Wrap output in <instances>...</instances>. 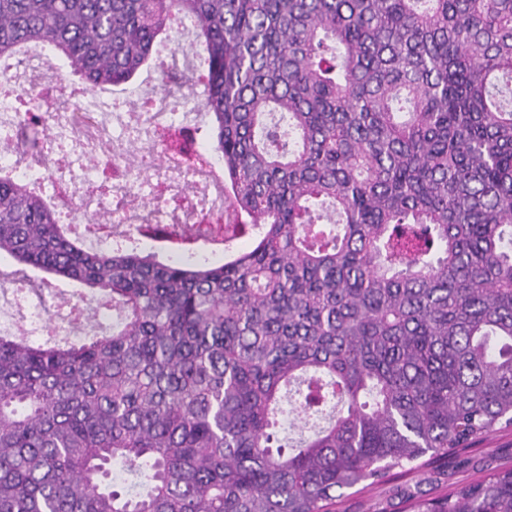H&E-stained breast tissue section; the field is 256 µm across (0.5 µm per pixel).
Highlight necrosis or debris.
Segmentation results:
<instances>
[{
    "label": "necrosis or debris",
    "instance_id": "4bbe7bcc",
    "mask_svg": "<svg viewBox=\"0 0 512 512\" xmlns=\"http://www.w3.org/2000/svg\"><path fill=\"white\" fill-rule=\"evenodd\" d=\"M38 93L59 101L41 115L47 140L35 185L47 201L65 198L70 212L86 218L105 214L106 223L91 226L92 239L104 247L137 242L134 228L141 223L195 225L203 233L202 256L223 259L232 218L204 182L223 175V162L212 149L196 146L186 154L177 144L185 115L200 110V84L175 98L154 94L132 110L120 108L118 91L76 85L56 70ZM185 184L191 200L169 207Z\"/></svg>",
    "mask_w": 512,
    "mask_h": 512
}]
</instances>
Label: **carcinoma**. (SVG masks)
Here are the masks:
<instances>
[{
	"mask_svg": "<svg viewBox=\"0 0 512 512\" xmlns=\"http://www.w3.org/2000/svg\"><path fill=\"white\" fill-rule=\"evenodd\" d=\"M174 15L259 229L222 264L87 247L0 175V258L116 313L0 335V512H331L512 427V0H0V57L46 45L105 90ZM285 403L332 415L275 446ZM406 498L512 512V469ZM45 297V305L50 310L55 309L57 306L65 304L63 300L53 299L51 296H48L47 293H44ZM69 313L68 319L66 317L51 315L50 311L47 308H44L41 305H34L32 307V312L30 316V325L27 331L28 336H42L37 341L43 342L47 339V336H58L57 341L64 340H74L80 336H84L86 334L92 335L94 333L100 332L101 328L98 323H102V326L112 324V311L100 312V316L98 317V322L94 321H86L81 325L76 327L77 335L68 336L71 333V330L78 324V320L74 317L73 309H80V307L85 308V304H75V302L70 303L68 305ZM44 336V337H43Z\"/></svg>",
	"mask_w": 512,
	"mask_h": 512,
	"instance_id": "1",
	"label": "carcinoma"
}]
</instances>
